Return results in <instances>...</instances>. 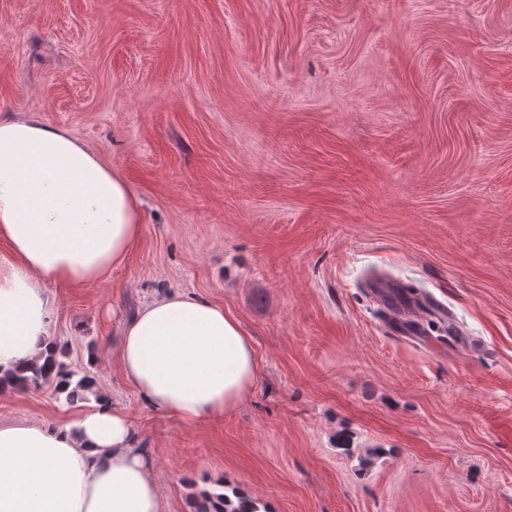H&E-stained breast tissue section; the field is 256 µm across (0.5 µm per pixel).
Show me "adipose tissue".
<instances>
[{
    "label": "adipose tissue",
    "instance_id": "adipose-tissue-1",
    "mask_svg": "<svg viewBox=\"0 0 512 512\" xmlns=\"http://www.w3.org/2000/svg\"><path fill=\"white\" fill-rule=\"evenodd\" d=\"M141 233L128 182L66 130L0 118V375L56 347L47 283L77 287L123 264ZM144 405L185 424L223 418L252 391V342L222 307L185 294L152 300L119 348ZM129 416L100 399L70 420L0 422V512H163Z\"/></svg>",
    "mask_w": 512,
    "mask_h": 512
}]
</instances>
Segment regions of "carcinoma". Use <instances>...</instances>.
Here are the masks:
<instances>
[{"instance_id":"1","label":"carcinoma","mask_w":512,"mask_h":512,"mask_svg":"<svg viewBox=\"0 0 512 512\" xmlns=\"http://www.w3.org/2000/svg\"><path fill=\"white\" fill-rule=\"evenodd\" d=\"M68 357V352L60 350L57 354L51 356L46 363L34 365L29 368V374L19 377L15 387L20 390H27L31 387L41 388L45 385H54V393L57 396H65V400L73 402L79 397H84L86 393L98 395L96 383L90 371L83 369L75 371L64 361ZM218 501L223 505L222 512H237L232 508L230 498L224 494H215L210 492L203 493L198 502L199 512H211L208 505Z\"/></svg>"}]
</instances>
